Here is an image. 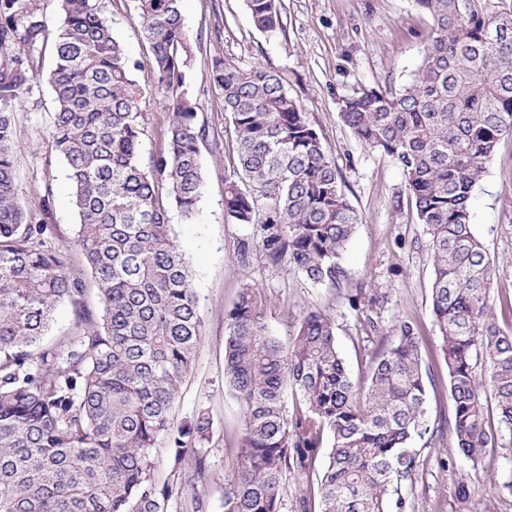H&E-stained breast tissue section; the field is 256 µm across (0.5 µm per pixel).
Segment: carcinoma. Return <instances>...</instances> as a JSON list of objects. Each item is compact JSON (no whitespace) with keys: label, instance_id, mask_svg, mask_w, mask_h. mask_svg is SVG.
I'll return each mask as SVG.
<instances>
[{"label":"carcinoma","instance_id":"cac0c4a2","mask_svg":"<svg viewBox=\"0 0 512 512\" xmlns=\"http://www.w3.org/2000/svg\"><path fill=\"white\" fill-rule=\"evenodd\" d=\"M47 25L40 0H0V512H167L180 483L156 481V448L207 473L210 413L172 416L202 334L193 273L172 237L170 198L194 217L203 187L197 103L188 93L193 44L181 0H137L154 83L172 121L142 161V89L106 0H58ZM432 21L421 65L399 90L364 88L340 118L405 178L428 234L431 313L448 371L451 417L431 422L420 330L396 329L359 386L336 345L334 321L309 310L283 341L269 333L264 296L247 283L227 313L224 387L242 410L236 466L223 512H410L421 449L451 442L472 470L512 452V333L490 297L492 263L471 222V199L500 141L512 138V4L413 0ZM261 31L281 29L277 0H246ZM53 63L42 74L43 50ZM45 76L52 138L79 217L76 246L102 303L85 302L70 251L44 245L14 173L13 107ZM236 140L224 209L259 226L238 250L314 283L346 279L342 253L361 219L348 202L309 113L281 79L213 59ZM167 195H162V190ZM69 335L44 340L58 304ZM295 481V490L285 485Z\"/></svg>","mask_w":512,"mask_h":512}]
</instances>
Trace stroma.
I'll use <instances>...</instances> for the list:
<instances>
[{"label":"stroma","mask_w":512,"mask_h":512,"mask_svg":"<svg viewBox=\"0 0 512 512\" xmlns=\"http://www.w3.org/2000/svg\"><path fill=\"white\" fill-rule=\"evenodd\" d=\"M282 28L275 35L258 30L245 0H182L185 29L194 46L188 89L196 100L197 124L208 137L200 145L203 189L193 220L173 213V235L194 272L203 340L193 369L184 378L176 420L207 409L213 436L206 448L208 470L190 478L191 463L174 468L168 448L158 450L155 477L184 484L183 500L169 512H188L198 499L203 512H222L224 487L235 466L242 413L224 387L225 315L244 282L266 298L272 334L288 338L307 309L328 315L336 343L355 381H363L372 360L387 351L401 321L416 323L423 336L422 367L436 386L429 391L430 419L449 415L447 368L430 309L432 268L428 235L407 197L404 177L391 158L358 142L338 112L343 99L365 87L400 89L418 67L431 38V21L411 0H277ZM137 0H112L113 27L138 68V100L147 127L143 159L164 147L172 113L153 83V58L136 10ZM242 68L259 64L276 73L299 103L336 160L342 188L361 218L343 256L342 286L315 284L303 274L271 265L259 250L246 264L237 252L252 238V225L234 224L224 213V179L236 160L233 127L222 96L210 80L213 58ZM51 90L33 84L28 102L14 112L16 187L32 223H40L41 200L52 196L50 225L56 245L72 249L73 264L84 270L75 251L78 219L65 164L53 143ZM472 222L493 266L491 296L500 326L512 333V139L502 140L474 190ZM512 477V453L494 454L485 469L470 470L451 448H427L420 457L413 512H456L459 482L469 481L470 512H512V493L499 482Z\"/></svg>","instance_id":"1"}]
</instances>
